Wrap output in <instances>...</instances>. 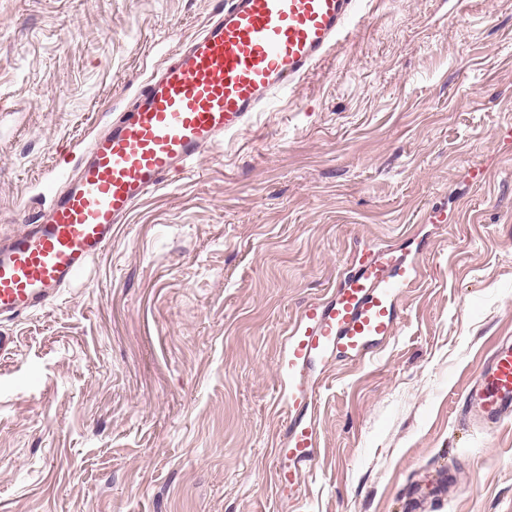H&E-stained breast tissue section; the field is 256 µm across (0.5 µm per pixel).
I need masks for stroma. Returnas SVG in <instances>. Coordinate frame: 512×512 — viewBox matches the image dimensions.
<instances>
[{"label": "stroma", "mask_w": 512, "mask_h": 512, "mask_svg": "<svg viewBox=\"0 0 512 512\" xmlns=\"http://www.w3.org/2000/svg\"><path fill=\"white\" fill-rule=\"evenodd\" d=\"M223 5L0 0V239ZM383 247L417 266L396 333L311 366L315 406L277 407L300 309ZM0 333V512H512V421H461L512 337V0H366L288 96ZM310 417L313 468L277 494L274 451Z\"/></svg>", "instance_id": "1"}]
</instances>
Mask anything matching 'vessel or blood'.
Segmentation results:
<instances>
[{"instance_id":"obj_1","label":"vessel or blood","mask_w":512,"mask_h":512,"mask_svg":"<svg viewBox=\"0 0 512 512\" xmlns=\"http://www.w3.org/2000/svg\"><path fill=\"white\" fill-rule=\"evenodd\" d=\"M360 0H226L201 31L177 47L131 104L94 136L75 173L55 170L47 209L0 241V318L34 313L71 287L108 247L136 204L207 149L245 131L347 33ZM357 270L326 301L305 304L288 337V395L314 404L303 377L311 360L341 352L372 356L399 324L396 299L414 263L391 250L355 257ZM469 423L512 419V342L495 344L466 393ZM316 427L297 423L277 449L278 491L298 488L314 461Z\"/></svg>"}]
</instances>
